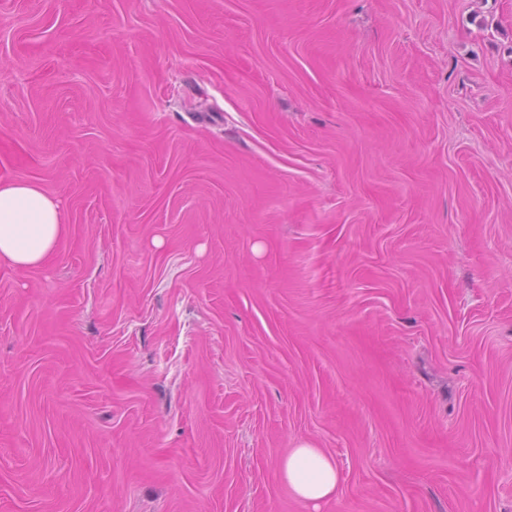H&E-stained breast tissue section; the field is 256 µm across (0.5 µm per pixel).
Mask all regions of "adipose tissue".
Here are the masks:
<instances>
[{
  "label": "adipose tissue",
  "mask_w": 512,
  "mask_h": 512,
  "mask_svg": "<svg viewBox=\"0 0 512 512\" xmlns=\"http://www.w3.org/2000/svg\"><path fill=\"white\" fill-rule=\"evenodd\" d=\"M67 230L54 196L28 180L0 183V261L27 270L42 265ZM280 478L301 501L320 505L336 498L341 471L323 449L302 444L279 466Z\"/></svg>",
  "instance_id": "ef3b65f1"
}]
</instances>
